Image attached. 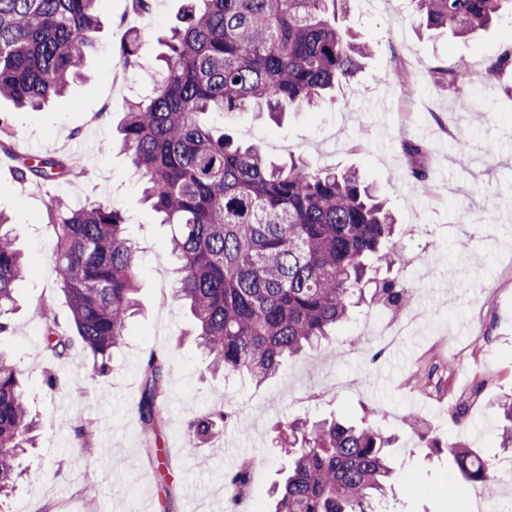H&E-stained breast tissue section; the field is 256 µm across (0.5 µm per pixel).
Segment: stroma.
Masks as SVG:
<instances>
[{
	"label": "stroma",
	"mask_w": 512,
	"mask_h": 512,
	"mask_svg": "<svg viewBox=\"0 0 512 512\" xmlns=\"http://www.w3.org/2000/svg\"><path fill=\"white\" fill-rule=\"evenodd\" d=\"M96 10L101 52L88 58L85 79L39 108L0 101L16 145L72 158L87 171L51 186L21 184L15 160L0 159V212L31 267L16 286L0 351L17 363L39 425L6 499L8 512H268L271 489L288 467L276 452L282 423L334 416L375 421L397 436L376 512H445L451 496L464 512L478 504L494 512L512 500V483L499 482L490 492L449 477L447 452L426 444L436 435L487 458L505 456L496 404L512 395V100L482 73L492 50L512 41V19L456 38L418 30L411 0H351L338 24L370 39L374 51L321 111L293 110L277 123L249 112L205 115L215 129L264 143L272 158L295 153L315 168L357 171L388 200L404 252L421 261L414 308L422 317L395 344L382 341V309L367 301L333 336L259 383L212 372L197 346L193 319L175 292L170 228L144 201L117 137L124 100L137 89L119 64L133 16L128 0H99ZM461 57L471 73L459 92L431 79L429 68ZM103 141L109 151L100 150ZM414 143L428 148L424 186L409 172L414 160L404 147ZM54 196L112 201L138 246V311L105 377L93 375L81 344L69 358L48 355L32 316L48 301L57 322L71 325L50 260L55 232L47 204ZM153 350L172 352L173 360L167 424L152 452L136 406L141 362ZM435 363L452 367L445 390L415 387L413 375ZM50 376L57 387H47ZM481 376L487 384L476 396L472 385ZM213 406L240 413L245 422L225 429L220 454L188 433L189 422ZM82 422L96 430L92 446H80L75 436ZM253 457L261 464L248 492L232 500L224 477Z\"/></svg>",
	"instance_id": "obj_1"
}]
</instances>
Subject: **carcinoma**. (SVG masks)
Masks as SVG:
<instances>
[{
  "label": "carcinoma",
  "mask_w": 512,
  "mask_h": 512,
  "mask_svg": "<svg viewBox=\"0 0 512 512\" xmlns=\"http://www.w3.org/2000/svg\"><path fill=\"white\" fill-rule=\"evenodd\" d=\"M98 0H0V99L37 107L61 96L81 77L96 48ZM349 0H185L150 73L147 93L125 105L121 142L143 181L144 198L172 226L170 253L178 263V293L196 320V338L215 371L275 376L284 362L329 336L362 297L376 266L412 263L403 253L392 214L351 170H315L290 153L271 162L260 142L246 146L200 121L208 112L252 111L274 119L290 108L321 106L371 54V43L336 25ZM414 21L427 30L471 34L512 15V0H411ZM149 34L128 31L123 65L142 67ZM512 70V45L499 47L485 71L497 80ZM460 59L432 68L440 85L469 76ZM75 165L52 156L22 159L17 178L45 184L70 179ZM55 228L51 260L72 324L94 374L111 372L136 306L137 259L121 211L108 201L72 206L52 197ZM28 272L13 228L0 216L1 317L15 302L14 285ZM379 301L413 305L406 283L375 282ZM37 315L43 345L70 356L71 336L52 318ZM171 354L150 352L141 364L138 414L144 434L156 437L162 418ZM497 412L502 445L512 447V398ZM244 427L223 408L204 412L189 431L207 441L228 424ZM37 423L16 366L0 355V495L17 477L16 460L32 442ZM288 476L274 512H375L385 494L391 439L371 423L294 419L280 428ZM456 471L483 486L496 483L485 457L448 445ZM250 469L229 477L237 495Z\"/></svg>",
  "instance_id": "1"
}]
</instances>
